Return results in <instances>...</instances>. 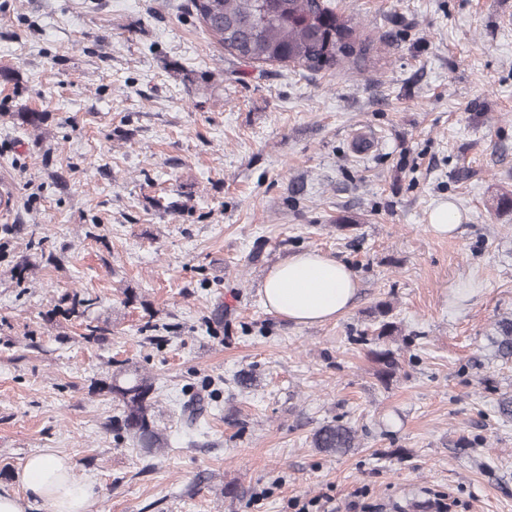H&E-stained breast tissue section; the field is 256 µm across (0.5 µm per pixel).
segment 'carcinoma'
I'll use <instances>...</instances> for the list:
<instances>
[{
    "instance_id": "carcinoma-1",
    "label": "carcinoma",
    "mask_w": 512,
    "mask_h": 512,
    "mask_svg": "<svg viewBox=\"0 0 512 512\" xmlns=\"http://www.w3.org/2000/svg\"><path fill=\"white\" fill-rule=\"evenodd\" d=\"M199 21L228 53L245 63L281 64L311 72L331 69L343 60L364 54L349 22L338 15L331 0H190ZM372 337L364 341L378 365L376 376H391L397 360L394 352L380 342L396 336L400 327L386 302L375 306ZM491 338L493 357L512 362V317L498 320ZM112 398L123 408L122 426L140 447L159 452L168 438L158 427L154 411V388L146 375L112 376L107 386ZM313 446L329 453L344 454L356 447L357 431L341 421L317 428Z\"/></svg>"
}]
</instances>
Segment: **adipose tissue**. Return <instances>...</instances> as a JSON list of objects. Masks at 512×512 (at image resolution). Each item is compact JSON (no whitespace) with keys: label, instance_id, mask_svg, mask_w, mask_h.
Listing matches in <instances>:
<instances>
[{"label":"adipose tissue","instance_id":"ef3b65f1","mask_svg":"<svg viewBox=\"0 0 512 512\" xmlns=\"http://www.w3.org/2000/svg\"><path fill=\"white\" fill-rule=\"evenodd\" d=\"M359 284L343 262L308 250L288 255L273 266L261 284L267 311L297 325L334 322L352 307ZM16 489L0 490V512H23L24 501L48 512H88L94 487L77 482L65 457L37 453L15 475Z\"/></svg>","mask_w":512,"mask_h":512}]
</instances>
